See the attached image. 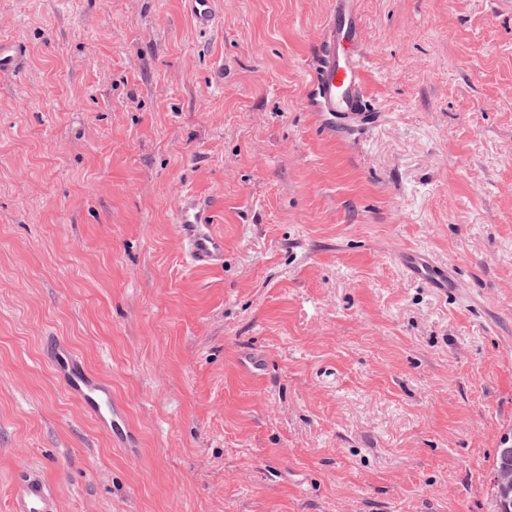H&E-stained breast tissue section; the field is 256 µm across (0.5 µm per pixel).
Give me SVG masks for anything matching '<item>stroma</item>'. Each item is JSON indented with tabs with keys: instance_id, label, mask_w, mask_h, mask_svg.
<instances>
[{
	"instance_id": "1",
	"label": "stroma",
	"mask_w": 512,
	"mask_h": 512,
	"mask_svg": "<svg viewBox=\"0 0 512 512\" xmlns=\"http://www.w3.org/2000/svg\"><path fill=\"white\" fill-rule=\"evenodd\" d=\"M371 115L307 105L332 0H0V512H492L512 433V6L357 0ZM224 265L194 269L184 193ZM426 255L450 284L405 265ZM112 386L131 447L45 359ZM196 27L213 28L217 22L216 0H187ZM24 68V54L15 41L0 40V74ZM211 207L190 192L183 194L178 207V236L192 267L218 268L224 263V237L215 231ZM10 512H58L57 497L42 476L29 474L14 486Z\"/></svg>"
}]
</instances>
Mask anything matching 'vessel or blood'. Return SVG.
I'll list each match as a JSON object with an SVG mask.
<instances>
[{"instance_id": "1", "label": "vessel or blood", "mask_w": 512, "mask_h": 512, "mask_svg": "<svg viewBox=\"0 0 512 512\" xmlns=\"http://www.w3.org/2000/svg\"><path fill=\"white\" fill-rule=\"evenodd\" d=\"M196 27L207 29L217 22L216 0H187ZM359 13L355 0H335L319 35L316 65L311 74L315 111L356 115L364 110L363 55L357 50ZM24 66V54L13 41L0 40V74ZM178 236L190 266L218 268L224 263V238L212 224L210 204L184 193L176 216ZM410 270L429 278L438 288L448 285L445 272L413 258ZM51 369L67 394L76 399L105 430L118 429L124 420L122 405L112 397L109 383L91 373L68 345H47ZM10 512H58L57 497L42 476L31 474L16 483Z\"/></svg>"}]
</instances>
